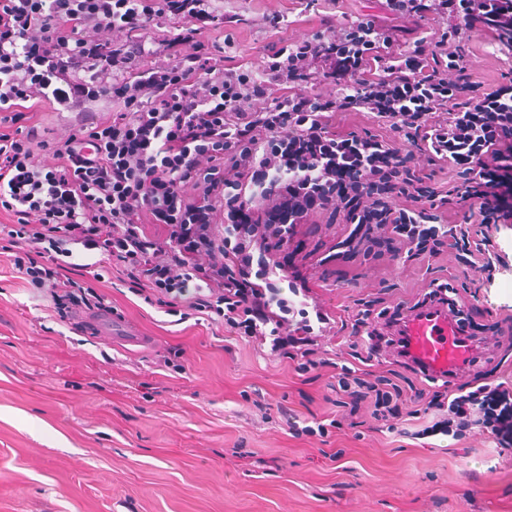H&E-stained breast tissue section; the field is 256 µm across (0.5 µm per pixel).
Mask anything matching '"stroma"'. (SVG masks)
Returning <instances> with one entry per match:
<instances>
[{"instance_id":"1","label":"stroma","mask_w":512,"mask_h":512,"mask_svg":"<svg viewBox=\"0 0 512 512\" xmlns=\"http://www.w3.org/2000/svg\"><path fill=\"white\" fill-rule=\"evenodd\" d=\"M209 41L224 64L259 67L268 45L339 22L411 29L386 0H220ZM287 17L274 28L271 15ZM481 30L466 36L472 72L492 91L512 63ZM503 266L490 287L452 248L432 258L338 260L351 227L304 224L296 265L310 301L336 320L323 344L336 366L298 374L222 323L171 316L120 281L97 283L145 344L102 338L101 311L60 318L45 293L14 277L0 255V512H512V450L488 433L434 431L440 412L387 431L370 406L334 408L337 365L390 369L391 353L354 359L348 325L362 300L411 309L447 283L482 346L463 381L512 386V223L468 222ZM174 366H165L164 358ZM335 414L327 439L292 436L285 412Z\"/></svg>"}]
</instances>
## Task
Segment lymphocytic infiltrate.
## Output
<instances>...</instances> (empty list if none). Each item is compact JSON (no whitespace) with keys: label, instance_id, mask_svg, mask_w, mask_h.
Wrapping results in <instances>:
<instances>
[{"label":"lymphocytic infiltrate","instance_id":"obj_1","mask_svg":"<svg viewBox=\"0 0 512 512\" xmlns=\"http://www.w3.org/2000/svg\"><path fill=\"white\" fill-rule=\"evenodd\" d=\"M215 2L0 0V249L22 280L62 312L102 307L94 284L115 273L164 313L218 319L305 372L323 363L331 319L309 307L289 246L316 214L353 225L367 257L449 246L494 268L497 253L474 248L442 210L512 223V79L483 91L461 44L479 28L511 52L512 0H387L417 25L437 15L443 31L407 42L372 20L333 25L268 48L255 71L225 67L210 44ZM102 104L108 116L62 137L36 120L39 108ZM363 110L392 141L333 130L335 112ZM447 165L458 180L441 192L434 178ZM78 247L104 265L91 281L62 275ZM379 317L393 328L402 313L359 309L355 344L401 350ZM337 385L351 407L368 399L377 418L399 412L385 376L347 368ZM427 406L512 447L511 388L435 390Z\"/></svg>","mask_w":512,"mask_h":512}]
</instances>
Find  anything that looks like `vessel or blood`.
<instances>
[{"mask_svg": "<svg viewBox=\"0 0 512 512\" xmlns=\"http://www.w3.org/2000/svg\"><path fill=\"white\" fill-rule=\"evenodd\" d=\"M101 331L126 345L142 342L117 316L103 320ZM401 331L409 362L435 380L460 377L478 357L475 344L464 334L457 306L439 303L411 311L402 322Z\"/></svg>", "mask_w": 512, "mask_h": 512, "instance_id": "vessel-or-blood-1", "label": "vessel or blood"}]
</instances>
